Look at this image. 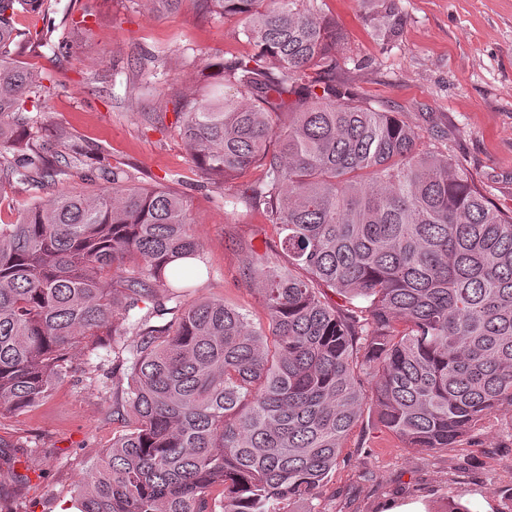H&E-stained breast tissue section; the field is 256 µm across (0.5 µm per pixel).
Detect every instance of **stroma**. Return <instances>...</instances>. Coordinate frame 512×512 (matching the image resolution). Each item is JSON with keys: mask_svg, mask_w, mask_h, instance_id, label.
Wrapping results in <instances>:
<instances>
[{"mask_svg": "<svg viewBox=\"0 0 512 512\" xmlns=\"http://www.w3.org/2000/svg\"><path fill=\"white\" fill-rule=\"evenodd\" d=\"M348 34L339 71L373 105L420 122L431 113L434 143L459 161L501 208L512 209V0H402L407 26L385 46L362 24L354 0H320ZM20 59L54 83L31 108V134L69 163L62 187L88 190L86 174L122 166L134 184L165 187L190 205L205 266L192 297H215L267 323L257 285L240 274L246 248L278 257L282 236L259 203L239 201L265 176L255 167L228 183L207 179L181 136L184 98L220 80L221 61L254 52L240 16L221 17L184 0L169 11L156 0H45L39 17L18 14ZM72 372L51 395L0 413V512H75V497L112 438L115 386L126 369L100 349H70ZM472 512H499L512 495V410L486 418L454 447H407L365 411L327 480L319 512H427L443 497Z\"/></svg>", "mask_w": 512, "mask_h": 512, "instance_id": "stroma-1", "label": "stroma"}]
</instances>
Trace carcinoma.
Instances as JSON below:
<instances>
[{
	"mask_svg": "<svg viewBox=\"0 0 512 512\" xmlns=\"http://www.w3.org/2000/svg\"><path fill=\"white\" fill-rule=\"evenodd\" d=\"M201 2L244 16L255 53L184 101L181 134L213 181L266 170L249 198L288 263L255 251L242 263L266 330L189 299L200 245L187 201L120 167L109 187L54 192L0 224V412L43 401L86 340L94 351L112 337L127 364L126 407L112 411L125 430L77 512H292L322 496L369 401L425 450L512 408V212L418 127L336 82L345 35L316 0ZM43 4L0 0V190L53 189L67 173L24 128L51 78L11 50L15 16ZM358 7L379 41L401 37L400 0Z\"/></svg>",
	"mask_w": 512,
	"mask_h": 512,
	"instance_id": "cac0c4a2",
	"label": "carcinoma"
}]
</instances>
